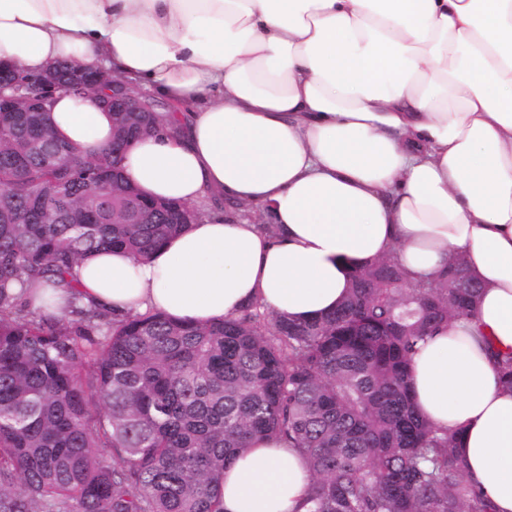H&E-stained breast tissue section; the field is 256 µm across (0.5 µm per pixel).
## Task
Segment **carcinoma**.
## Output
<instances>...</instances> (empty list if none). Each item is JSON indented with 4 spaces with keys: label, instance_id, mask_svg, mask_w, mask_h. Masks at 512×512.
Here are the masks:
<instances>
[{
    "label": "carcinoma",
    "instance_id": "carcinoma-1",
    "mask_svg": "<svg viewBox=\"0 0 512 512\" xmlns=\"http://www.w3.org/2000/svg\"><path fill=\"white\" fill-rule=\"evenodd\" d=\"M48 118L0 113V512H224V466L259 440L304 453L307 512H491L456 434L409 394L415 346L473 307L467 270L425 286L378 260L352 272L334 313L306 321L258 304L198 324L34 309L15 284L70 288L92 252L144 259L205 213L148 199L154 223L114 224L127 185L87 223L91 185L121 160L70 146L68 163H49L64 143Z\"/></svg>",
    "mask_w": 512,
    "mask_h": 512
}]
</instances>
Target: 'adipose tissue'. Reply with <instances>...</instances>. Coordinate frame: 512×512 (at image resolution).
I'll return each instance as SVG.
<instances>
[{"label":"adipose tissue","mask_w":512,"mask_h":512,"mask_svg":"<svg viewBox=\"0 0 512 512\" xmlns=\"http://www.w3.org/2000/svg\"><path fill=\"white\" fill-rule=\"evenodd\" d=\"M0 58L149 90L172 109L125 151L126 180L261 214L206 216L146 260L94 252L56 314L205 323L257 303L302 321L333 312L356 267L392 255L433 280L461 260L476 306L417 345L410 395L512 512V0H0ZM52 112L85 156L111 143L95 96ZM310 485L300 449L255 442L224 469V512H304Z\"/></svg>","instance_id":"ef3b65f1"}]
</instances>
